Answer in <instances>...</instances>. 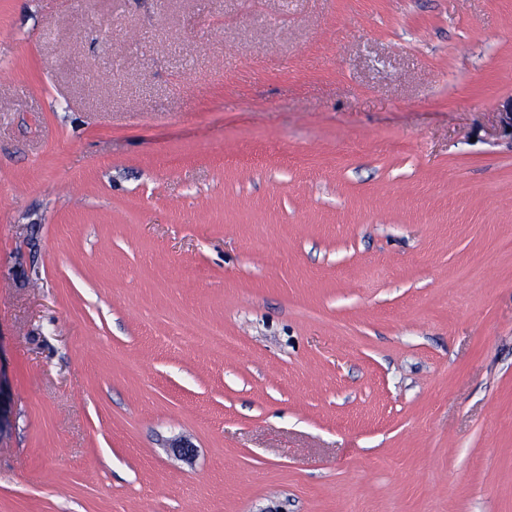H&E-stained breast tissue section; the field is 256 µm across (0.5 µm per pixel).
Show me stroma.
<instances>
[{
  "label": "stroma",
  "mask_w": 512,
  "mask_h": 512,
  "mask_svg": "<svg viewBox=\"0 0 512 512\" xmlns=\"http://www.w3.org/2000/svg\"><path fill=\"white\" fill-rule=\"evenodd\" d=\"M510 96L512 0H0V512H512Z\"/></svg>",
  "instance_id": "stroma-1"
}]
</instances>
